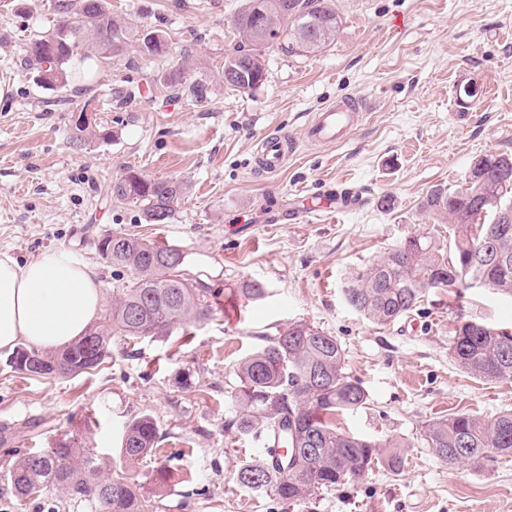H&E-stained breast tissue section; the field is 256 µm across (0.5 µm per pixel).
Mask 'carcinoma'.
Returning <instances> with one entry per match:
<instances>
[{
  "label": "carcinoma",
  "instance_id": "carcinoma-1",
  "mask_svg": "<svg viewBox=\"0 0 512 512\" xmlns=\"http://www.w3.org/2000/svg\"><path fill=\"white\" fill-rule=\"evenodd\" d=\"M54 14L52 26L29 42L24 57V65L43 86L66 87L82 77L81 70H71L73 62L117 58L133 40L147 55L168 51L162 32L134 31L113 19L107 0H54ZM340 24L334 0H241L231 20L239 41L224 57V84L236 90L261 85L266 78L263 48L312 55L333 43ZM69 124L72 142L79 147L91 138L107 137L97 121L83 124L72 115ZM506 174L512 175V154L480 156L470 168V188L431 191L422 208L448 220L453 230L449 253L436 250L430 236L410 237L352 274L344 291L348 305L369 321L388 325L413 311L428 288L484 286L512 294V190L501 186ZM110 193L139 204L147 223L167 224L183 188L176 181L130 171L111 184ZM98 252L112 266L132 270L133 281L119 289L76 344L51 352L21 344L10 355L11 369L23 374L35 363L40 376L79 375L104 361L114 336L161 338L191 320L204 322L215 314L218 291L184 274L186 255L178 247L108 233L98 241ZM240 294L258 301L266 288L258 281L246 282ZM450 354L458 367L479 379L512 380V336L504 329L476 320L459 323ZM236 375L233 424L241 433H262L268 439L267 456L238 470L240 484L297 503L323 488L365 477L378 458L393 472L401 469V442L381 445L336 427V417L362 408L367 394L346 372L336 338L318 327L290 323L269 344L243 358ZM82 426L89 422L77 424L73 434L60 436L49 448L10 450L12 460L4 473L16 495L22 499L53 486L90 512H150L139 484L118 473L102 476L96 450L78 445ZM424 437L433 454L450 467L466 461L485 467L497 458L512 457V411L433 420ZM157 442L156 423L142 416L126 426L120 453L134 464L152 456Z\"/></svg>",
  "mask_w": 512,
  "mask_h": 512
}]
</instances>
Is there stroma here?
Wrapping results in <instances>:
<instances>
[{"instance_id": "35a3bbf8", "label": "stroma", "mask_w": 512, "mask_h": 512, "mask_svg": "<svg viewBox=\"0 0 512 512\" xmlns=\"http://www.w3.org/2000/svg\"><path fill=\"white\" fill-rule=\"evenodd\" d=\"M116 19L162 31L168 52L146 56L137 43L99 60L93 80L56 91L36 83L23 58L53 19L51 0H0V252L24 262L68 249L93 268L105 301L134 274L106 263L96 245L121 232L182 249L193 279L220 291L211 320L162 338H113L110 354L79 376L13 372L0 355V428L30 432L7 447L46 448L88 418L85 447L103 471L144 488L152 512H512V457L478 469L448 467L428 448L423 427L453 413L512 410V380L485 381L450 356L466 319L512 331V295L473 288L427 289L417 309L380 326L353 310L350 275L409 237L427 233L449 247L448 222L420 208L435 188H462L481 155L512 153V0H335L341 26L326 51L298 57L266 49L268 73L253 89L222 76L238 38V0H109ZM180 86H172L174 73ZM207 87L204 100L189 85ZM475 84L474 98L457 88ZM366 97L361 124L335 145L305 141V126L345 96ZM94 110L108 133L73 146L68 114ZM298 139V153L272 177L254 173L265 136ZM183 184L174 218L146 223L140 205L111 198L128 171ZM336 197L353 205L334 216L268 224L292 194ZM391 197L392 208L381 205ZM265 285L263 300L238 291ZM295 321L334 336L346 369L367 394L364 407L337 423L343 431L406 446L394 472L375 464L346 485L287 505L272 492L238 484L243 462L261 456L264 437L227 427L235 413L238 362ZM189 374L190 386L179 376ZM157 424L158 455L131 465L118 453L126 426ZM176 470L159 482L156 469ZM85 512L60 492L18 500L0 478V512Z\"/></svg>"}]
</instances>
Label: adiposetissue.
Returning <instances> with one entry per match:
<instances>
[{"label": "adipose tissue", "mask_w": 512, "mask_h": 512, "mask_svg": "<svg viewBox=\"0 0 512 512\" xmlns=\"http://www.w3.org/2000/svg\"><path fill=\"white\" fill-rule=\"evenodd\" d=\"M103 294L92 268L67 250L26 262L0 253V350L25 343L57 350L99 318Z\"/></svg>", "instance_id": "ef3b65f1"}]
</instances>
